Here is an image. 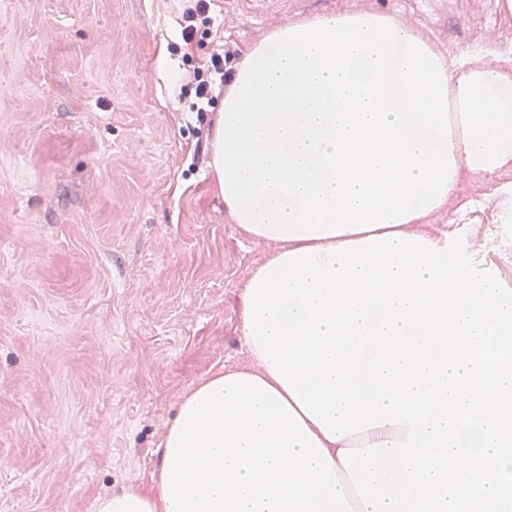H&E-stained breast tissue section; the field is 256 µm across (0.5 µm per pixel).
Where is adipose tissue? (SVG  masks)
<instances>
[{
  "label": "adipose tissue",
  "instance_id": "1",
  "mask_svg": "<svg viewBox=\"0 0 512 512\" xmlns=\"http://www.w3.org/2000/svg\"><path fill=\"white\" fill-rule=\"evenodd\" d=\"M210 170L266 261L374 235L425 234L463 175L506 176L512 224V55L446 61L394 16L341 13L281 25L232 68ZM248 364L201 378L166 425L149 490L108 493L93 512H366L339 450L406 441L386 425L329 441L269 374Z\"/></svg>",
  "mask_w": 512,
  "mask_h": 512
}]
</instances>
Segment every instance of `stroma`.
<instances>
[{"mask_svg": "<svg viewBox=\"0 0 512 512\" xmlns=\"http://www.w3.org/2000/svg\"><path fill=\"white\" fill-rule=\"evenodd\" d=\"M191 61L172 53L177 0H0V512H92L148 487L177 406L243 365L241 295L268 244L245 239L209 169L215 113L182 74L218 45L332 12L400 16L442 53L512 50L496 0H301L263 24L214 0ZM500 178L463 177L432 226L488 256L512 287Z\"/></svg>", "mask_w": 512, "mask_h": 512, "instance_id": "obj_1", "label": "stroma"}]
</instances>
